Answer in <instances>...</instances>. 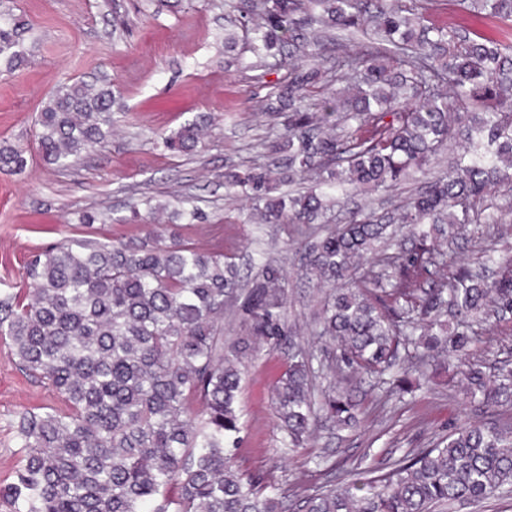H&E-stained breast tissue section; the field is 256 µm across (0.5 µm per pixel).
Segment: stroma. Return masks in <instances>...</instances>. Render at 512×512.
I'll use <instances>...</instances> for the list:
<instances>
[{
    "instance_id": "obj_1",
    "label": "stroma",
    "mask_w": 512,
    "mask_h": 512,
    "mask_svg": "<svg viewBox=\"0 0 512 512\" xmlns=\"http://www.w3.org/2000/svg\"><path fill=\"white\" fill-rule=\"evenodd\" d=\"M0 12L22 17L31 28L27 63L0 73V144L30 155L23 173L0 169V289L26 287L29 256L63 238L128 239L151 229L177 231L204 250L224 246L248 277L258 272L250 259L260 252L298 264L296 226L260 223L239 211L224 188L226 166L275 168L266 107L288 77L287 66L253 56L238 12L224 0L209 6L202 0H0ZM229 33L238 36L230 49ZM69 79L112 83L123 99L114 109L111 139L59 168L39 156L35 114ZM195 120L206 126L196 150H163V136ZM493 203V217L479 215L453 244L457 260L475 267L491 245L512 244V190L500 188ZM192 207L201 218L189 225L179 212ZM88 212L99 217L90 228L81 222ZM286 294L290 323L307 335L318 291L293 276ZM471 357L490 373L512 366V326L480 337ZM283 360L282 353L263 349L247 364L236 464L283 484L292 496L353 466L383 465L406 449L431 447L460 424H512V406L482 409L467 403L460 385L436 381L399 399L370 393L359 429H321L308 447L286 455L271 399ZM55 402L47 385L17 368L0 339V488L12 481L18 462L16 413ZM319 454L330 455L335 471L315 467Z\"/></svg>"
}]
</instances>
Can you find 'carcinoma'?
<instances>
[{
	"label": "carcinoma",
	"instance_id": "cac0c4a2",
	"mask_svg": "<svg viewBox=\"0 0 512 512\" xmlns=\"http://www.w3.org/2000/svg\"><path fill=\"white\" fill-rule=\"evenodd\" d=\"M243 0L253 53L289 60L272 148L286 153L280 177L263 166L228 170L225 183L255 205L266 224L324 223L330 190L396 188L458 143L448 172L433 176L396 216L353 212L305 242L299 272L329 287L310 331L330 351L292 342L286 273L258 260L240 294L244 335L224 344V298L240 273L224 250H201L173 233L101 242L65 239L31 256L28 295L4 293L0 335L20 371L61 402L15 418L20 460L0 489L11 512H288V491L243 472L238 405L243 359L261 345L288 348L272 390L283 447L307 446L320 423L355 428L364 399L328 386L318 415L314 383L337 374L407 384L402 356L448 370L456 361L465 394L485 405L512 404V369L497 376L470 360L478 336L512 323V257L485 252L492 276L448 268L452 243L470 211L512 184V43L479 30L465 36L429 21L434 0ZM457 10L512 22V0H450ZM324 30L373 37L317 64L316 40L297 15ZM28 26L0 17V64L25 61ZM344 83L337 90L334 82ZM448 97H443V89ZM112 85H59L37 113L43 159L64 166L112 134ZM200 125L162 138L164 150L190 152ZM26 151L0 147V168L22 171ZM309 177L297 195L278 184ZM404 229L409 249L383 246ZM512 488V428L467 424L433 448H410L390 469L348 473L301 497L297 512H446Z\"/></svg>",
	"mask_w": 512,
	"mask_h": 512
}]
</instances>
